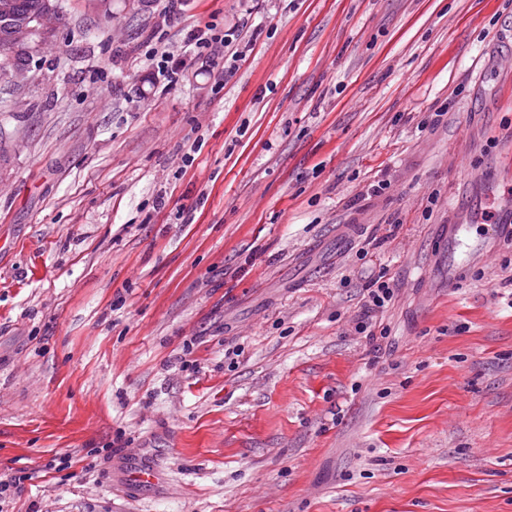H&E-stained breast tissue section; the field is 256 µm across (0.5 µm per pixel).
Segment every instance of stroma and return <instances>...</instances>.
Here are the masks:
<instances>
[{
	"mask_svg": "<svg viewBox=\"0 0 512 512\" xmlns=\"http://www.w3.org/2000/svg\"><path fill=\"white\" fill-rule=\"evenodd\" d=\"M185 2L0 94L7 512H512V0ZM228 32L224 33V27L221 29L217 23H207L204 28L191 31L189 36L190 45H193L196 56L214 58L222 54L221 59L223 60V54L225 52L226 55L227 52L234 58L241 53L238 50V44H236V41L241 39L239 38L241 33ZM152 53L155 58L157 56L160 58L157 62L158 71L163 73L169 81V84L177 83L182 75L184 62L181 59L175 58L174 54H171L167 50L161 51L160 54L158 50ZM376 287V288H372ZM368 292V300L364 305V313L363 315L369 318L371 313H375L380 311L382 308L386 306L388 302H390L394 296L393 288L390 287L387 281H375ZM125 476L129 482L141 486L156 485L162 479V473L153 465L130 467ZM32 475L25 472L0 474V504L10 499L23 489L24 482L31 480Z\"/></svg>",
	"mask_w": 512,
	"mask_h": 512,
	"instance_id": "35a3bbf8",
	"label": "stroma"
}]
</instances>
